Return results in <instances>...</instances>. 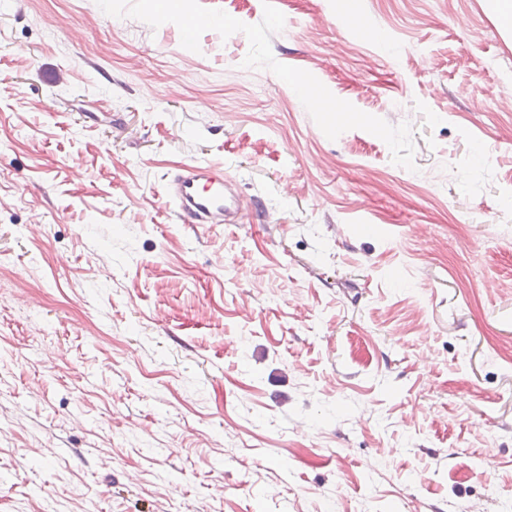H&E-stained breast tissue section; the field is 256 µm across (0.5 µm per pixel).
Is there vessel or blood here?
Wrapping results in <instances>:
<instances>
[{
    "label": "vessel or blood",
    "instance_id": "vessel-or-blood-1",
    "mask_svg": "<svg viewBox=\"0 0 512 512\" xmlns=\"http://www.w3.org/2000/svg\"><path fill=\"white\" fill-rule=\"evenodd\" d=\"M166 197L183 224H222L239 200L227 192L222 165L185 164L167 182Z\"/></svg>",
    "mask_w": 512,
    "mask_h": 512
}]
</instances>
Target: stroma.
I'll return each instance as SVG.
<instances>
[{
  "label": "stroma",
  "instance_id": "stroma-1",
  "mask_svg": "<svg viewBox=\"0 0 512 512\" xmlns=\"http://www.w3.org/2000/svg\"><path fill=\"white\" fill-rule=\"evenodd\" d=\"M511 131L512 0H0V512H502ZM177 170L167 182L165 195L174 203L180 223L231 224L226 217L239 208V199L227 193L224 167L184 164Z\"/></svg>",
  "mask_w": 512,
  "mask_h": 512
}]
</instances>
